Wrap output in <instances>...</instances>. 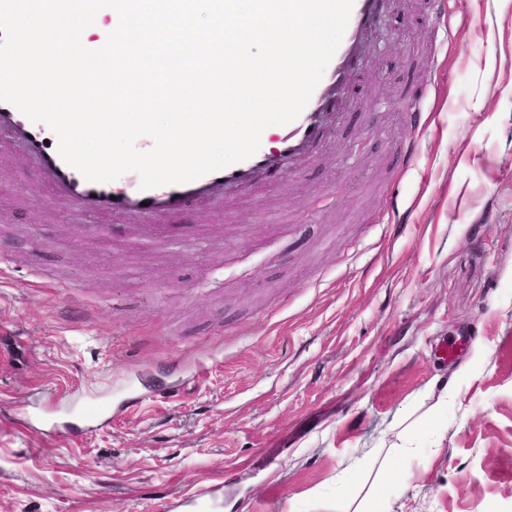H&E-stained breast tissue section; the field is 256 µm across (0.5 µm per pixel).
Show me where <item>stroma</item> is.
Here are the masks:
<instances>
[{
	"label": "stroma",
	"instance_id": "35a3bbf8",
	"mask_svg": "<svg viewBox=\"0 0 512 512\" xmlns=\"http://www.w3.org/2000/svg\"><path fill=\"white\" fill-rule=\"evenodd\" d=\"M390 9L320 155L193 235L53 211L0 142V512H512V0ZM177 224H128L132 236L161 243L172 236ZM112 421V408L86 410L83 405L77 409L72 420L63 423V429L73 437L82 436L94 427H104Z\"/></svg>",
	"mask_w": 512,
	"mask_h": 512
}]
</instances>
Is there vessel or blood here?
Returning a JSON list of instances; mask_svg holds the SVG:
<instances>
[{
  "label": "vessel or blood",
  "mask_w": 512,
  "mask_h": 512,
  "mask_svg": "<svg viewBox=\"0 0 512 512\" xmlns=\"http://www.w3.org/2000/svg\"><path fill=\"white\" fill-rule=\"evenodd\" d=\"M381 0H353L342 41L322 80L301 114L275 135H262L258 152L252 157L184 183L149 190L117 181L90 182L69 166L58 153L56 135L42 123H35L9 103L0 101V135L22 151L38 172L42 184L62 207L100 218L129 221L132 236L160 243L175 231L172 218L187 210L206 211L212 202L231 191L249 189L258 175L279 173L284 164L311 157L333 128L343 102V87L349 74L364 61L367 30L382 17ZM112 420L111 408H78L64 423L71 436H82Z\"/></svg>",
  "instance_id": "vessel-or-blood-1"
}]
</instances>
